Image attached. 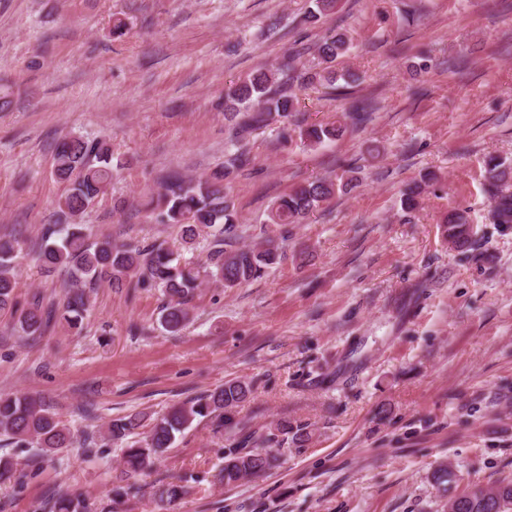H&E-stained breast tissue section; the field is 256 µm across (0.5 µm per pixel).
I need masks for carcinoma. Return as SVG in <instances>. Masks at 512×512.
<instances>
[{"label": "carcinoma", "instance_id": "1", "mask_svg": "<svg viewBox=\"0 0 512 512\" xmlns=\"http://www.w3.org/2000/svg\"><path fill=\"white\" fill-rule=\"evenodd\" d=\"M338 3L339 0H310L305 23H319L337 9ZM353 48V38L338 31L317 44V60L306 64L300 54L292 51L276 70L250 73L225 89L224 111L237 118L230 132V143L235 150L225 156L223 167L206 178H172L149 203L150 213L157 221L179 226L184 249L193 248L199 228L214 230L219 249L204 266L183 263L172 250L161 245L116 244L110 240L88 242L79 218L107 191L114 168L122 166L123 162L113 161L111 148L102 140L89 141L77 136L62 139L55 148L54 173L69 185L67 194L58 204L66 227L47 231L41 241L29 244V250L45 267L67 274L63 297L56 306L47 308L37 294L21 301L15 293V269L23 241L17 236H0V313L17 317L24 334L41 336L58 323L71 329L80 328L88 308L87 290L101 282L117 289L158 286L166 297L160 324L165 331L177 333L188 324L189 304L204 281L212 280L226 289H233L264 277L285 257L275 246L273 236L266 238L263 248L222 249L225 242L235 237L239 224L228 183L234 174L248 171L254 164L250 153L238 142L249 130L271 121L281 123L278 131L285 144L297 139L303 145H319L343 136L345 128L340 124L288 127V118L297 111L298 104L297 98L288 92V83L337 91L340 86L336 82L340 79L356 82L353 74L338 68ZM371 110V102L364 99L352 101L348 108L349 117L356 124L363 122ZM483 177L493 203V223L511 227L512 160L487 156ZM358 186L359 178L352 169L334 179L321 178L300 185L269 206L267 223L274 233L286 224H298L333 198L348 194ZM421 193L420 183L407 185L401 196L402 207L414 210ZM441 233L448 246L460 252L470 250L475 243L474 227L464 209H453L443 217ZM252 392L249 382L227 380L209 395L153 419L144 440L124 449L123 474H140L150 469L155 460L173 446L176 436L197 418L214 415L232 422L235 409ZM141 421L138 415L114 419L107 426L104 438L122 441L141 426ZM0 435L17 445L34 442L45 454L74 444L70 430L56 415L36 398L25 395H0ZM309 436L307 425L292 426L284 420L260 437L259 443L268 448L290 440L302 444ZM275 461L274 456L261 450L246 451L235 446L224 456L218 480L231 485L246 477H258L270 470ZM451 503L456 505L455 512H512V482L476 487L454 497ZM54 509L55 512H86L87 506L78 497L63 496L55 502Z\"/></svg>", "mask_w": 512, "mask_h": 512}]
</instances>
